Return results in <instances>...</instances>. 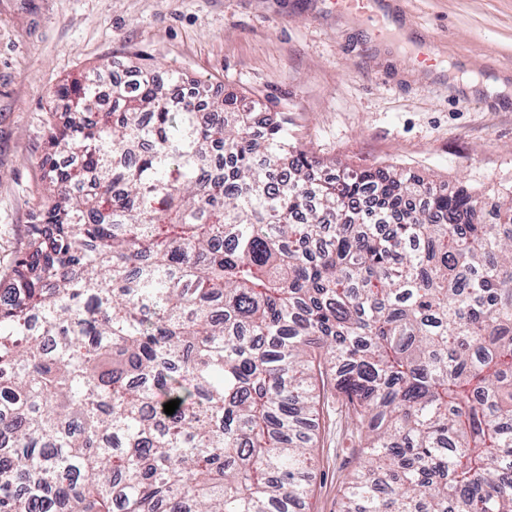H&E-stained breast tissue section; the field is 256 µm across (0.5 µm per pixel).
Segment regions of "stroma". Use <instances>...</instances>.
I'll return each mask as SVG.
<instances>
[{
  "mask_svg": "<svg viewBox=\"0 0 512 512\" xmlns=\"http://www.w3.org/2000/svg\"><path fill=\"white\" fill-rule=\"evenodd\" d=\"M396 39L333 0H0V265L38 223L57 87L138 62L262 100L329 173L393 165L449 183L512 187V0H376ZM431 46L432 63L417 58ZM505 78L467 91L464 72ZM311 450L305 512H338L363 466L334 389Z\"/></svg>",
  "mask_w": 512,
  "mask_h": 512,
  "instance_id": "stroma-1",
  "label": "stroma"
}]
</instances>
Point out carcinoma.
I'll return each instance as SVG.
<instances>
[{
	"instance_id": "obj_1",
	"label": "carcinoma",
	"mask_w": 512,
	"mask_h": 512,
	"mask_svg": "<svg viewBox=\"0 0 512 512\" xmlns=\"http://www.w3.org/2000/svg\"><path fill=\"white\" fill-rule=\"evenodd\" d=\"M130 69L58 89L79 167L0 272V512H303L319 378L340 512H512V191L324 179L260 101ZM321 400L319 436L311 453L315 460V477L305 502L304 512H338L342 487L350 473L364 465L359 448L358 431L336 391L320 384Z\"/></svg>"
}]
</instances>
